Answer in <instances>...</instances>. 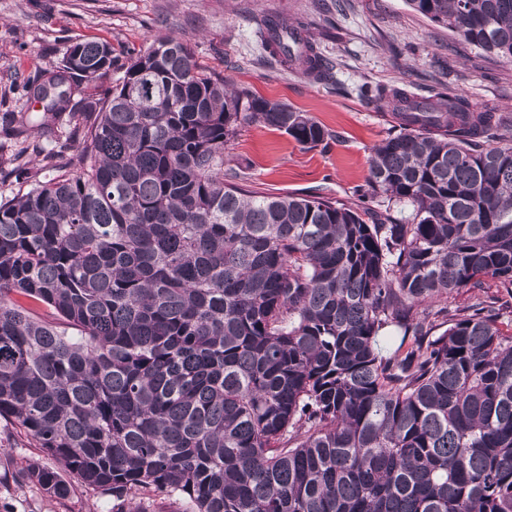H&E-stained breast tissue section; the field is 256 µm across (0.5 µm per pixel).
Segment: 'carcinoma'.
<instances>
[{
	"label": "carcinoma",
	"instance_id": "carcinoma-1",
	"mask_svg": "<svg viewBox=\"0 0 512 512\" xmlns=\"http://www.w3.org/2000/svg\"><path fill=\"white\" fill-rule=\"evenodd\" d=\"M407 2L512 63V0ZM256 24L332 77L310 22ZM114 66L78 39L28 91L60 113L68 78ZM122 69L83 111L78 171L41 180L17 153L31 188L0 204V419L55 462L14 478L63 499L61 467L123 512L150 494L183 512H512V333L479 294L446 306L488 278L512 290V117L362 85L397 130L360 213L224 174L245 126L334 138L310 115L177 36Z\"/></svg>",
	"mask_w": 512,
	"mask_h": 512
}]
</instances>
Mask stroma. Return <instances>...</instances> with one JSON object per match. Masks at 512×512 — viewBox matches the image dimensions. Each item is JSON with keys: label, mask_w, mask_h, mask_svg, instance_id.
Listing matches in <instances>:
<instances>
[{"label": "stroma", "mask_w": 512, "mask_h": 512, "mask_svg": "<svg viewBox=\"0 0 512 512\" xmlns=\"http://www.w3.org/2000/svg\"><path fill=\"white\" fill-rule=\"evenodd\" d=\"M0 0V201L26 193L28 183L11 171L25 150L30 167L43 165L42 147H58L59 167L71 155L64 143L81 116L68 112L44 119L26 93L28 81L50 78L75 38L108 41L114 56L175 35L197 60L224 79L272 101L288 103L333 132L309 148L262 125L242 128L224 151V165L241 170L260 193L319 195L348 205L369 173L371 149L391 132L390 110L367 104L363 84L402 89L419 98L438 91L512 115V65L460 40L447 28L414 12L405 0ZM272 15L311 21L317 49L336 68L315 81L263 50L254 20ZM70 493L57 499L31 486L0 480V512H117L111 497L69 478Z\"/></svg>", "instance_id": "stroma-1"}]
</instances>
